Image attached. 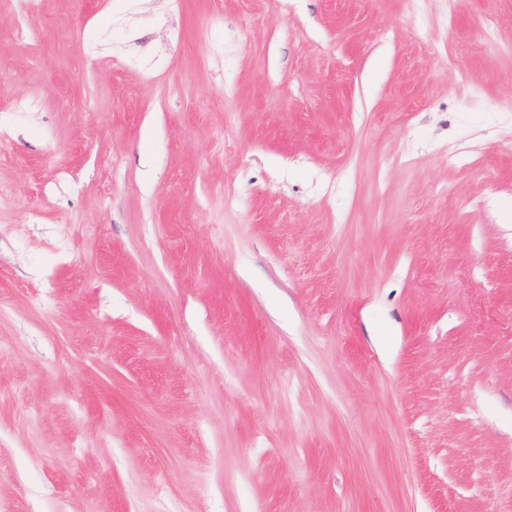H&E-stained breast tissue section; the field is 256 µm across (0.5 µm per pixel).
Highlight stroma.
Instances as JSON below:
<instances>
[{
    "instance_id": "1",
    "label": "stroma",
    "mask_w": 512,
    "mask_h": 512,
    "mask_svg": "<svg viewBox=\"0 0 512 512\" xmlns=\"http://www.w3.org/2000/svg\"><path fill=\"white\" fill-rule=\"evenodd\" d=\"M0 512H512V0H0Z\"/></svg>"
}]
</instances>
